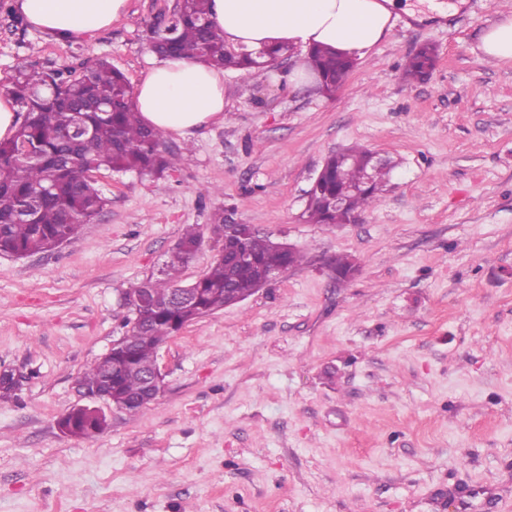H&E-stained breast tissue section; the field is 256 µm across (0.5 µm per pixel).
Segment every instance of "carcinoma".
I'll list each match as a JSON object with an SVG mask.
<instances>
[{
    "label": "carcinoma",
    "instance_id": "obj_1",
    "mask_svg": "<svg viewBox=\"0 0 512 512\" xmlns=\"http://www.w3.org/2000/svg\"><path fill=\"white\" fill-rule=\"evenodd\" d=\"M211 0H177L147 29L153 52L161 58L186 57L234 70L261 68V63L289 55L282 45L252 53L230 50L210 19ZM435 50L427 47L408 62L407 80L433 68ZM306 62L332 94L350 72L353 62L326 47L309 51ZM11 93L24 119L15 135L0 141V253L31 256L57 249L72 238L106 205L96 181L80 175L83 168L138 174H162L180 162L178 152L163 144V133L141 123L131 104L132 88L124 74L106 60L76 73L68 68L39 70L23 60L16 66ZM31 153L22 151L23 145ZM352 161L336 176V156L322 166L320 186L309 189L306 221L311 224H348L350 216L371 207L386 191L394 164L365 174L367 150L351 147ZM252 262L231 266L217 256L207 272L190 284L191 304L169 303L181 288L179 277L203 243L198 225L187 227L168 252L160 277L148 280L157 309L137 328L126 331L129 365L112 378V406H120L143 391L142 370L150 366L161 343L175 331L249 296L267 281L275 259L273 241L243 226L238 231Z\"/></svg>",
    "mask_w": 512,
    "mask_h": 512
}]
</instances>
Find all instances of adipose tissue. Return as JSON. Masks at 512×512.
Here are the masks:
<instances>
[{
    "instance_id": "adipose-tissue-1",
    "label": "adipose tissue",
    "mask_w": 512,
    "mask_h": 512,
    "mask_svg": "<svg viewBox=\"0 0 512 512\" xmlns=\"http://www.w3.org/2000/svg\"><path fill=\"white\" fill-rule=\"evenodd\" d=\"M397 0H214L227 46H325L365 57L396 23ZM28 23L58 37L90 36L125 15L128 0H17ZM142 121L188 139L224 118V74L190 58L154 65L134 92Z\"/></svg>"
}]
</instances>
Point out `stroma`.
Masks as SVG:
<instances>
[{
  "label": "stroma",
  "instance_id": "stroma-1",
  "mask_svg": "<svg viewBox=\"0 0 512 512\" xmlns=\"http://www.w3.org/2000/svg\"><path fill=\"white\" fill-rule=\"evenodd\" d=\"M174 0H129L112 26L58 38L0 13V96L15 66L100 59L137 84L147 25ZM512 0L401 16L331 97L273 68L224 73V120L163 175L99 170L106 205L64 246L0 255V512H512V66L485 28ZM433 45L430 77L407 60ZM359 145L396 161L356 224H309L325 158ZM237 209L302 265L158 350L143 412L71 438L78 378L133 320L123 297L189 224ZM359 271L337 284L329 260Z\"/></svg>",
  "mask_w": 512,
  "mask_h": 512
}]
</instances>
